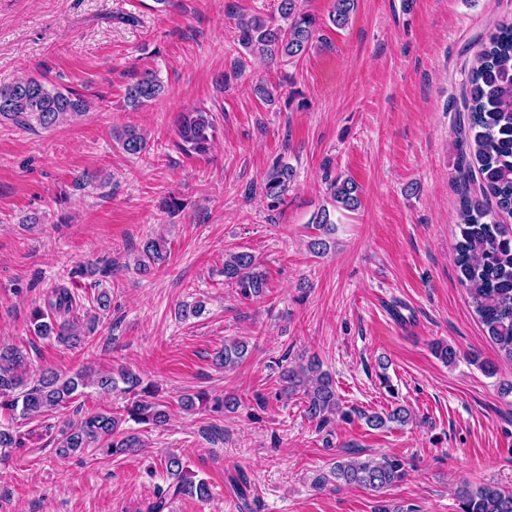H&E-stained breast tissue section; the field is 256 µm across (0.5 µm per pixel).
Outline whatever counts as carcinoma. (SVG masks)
Masks as SVG:
<instances>
[{
	"instance_id": "obj_1",
	"label": "carcinoma",
	"mask_w": 512,
	"mask_h": 512,
	"mask_svg": "<svg viewBox=\"0 0 512 512\" xmlns=\"http://www.w3.org/2000/svg\"><path fill=\"white\" fill-rule=\"evenodd\" d=\"M303 0H278L280 22L262 16L241 18L237 22L238 43L256 48L274 60L290 64L299 60L313 46L319 32L317 19L304 11ZM356 0H335L329 20L337 28L348 24ZM468 126L473 135L472 154L480 177L481 197L467 201L464 223L459 225L460 237L455 246L459 279L474 296L475 314L486 335L497 345L500 354L512 362V234L501 224L500 218L512 216V23L499 25L496 32L483 42L476 54L468 78ZM163 88L151 72H146L126 89V102L137 107L154 100ZM87 110L85 101L75 92H63L36 79L0 87V117L23 127L32 124L47 129L58 122L80 115ZM214 124L207 112L191 110L182 114L177 146L188 155L205 156L214 139ZM122 149L138 155L145 148L141 134L127 130L120 134ZM295 177L294 168L277 159L258 186L248 188V194H259L267 206L277 209ZM332 205L336 210L352 211L360 204L358 185L350 178L339 177L328 185ZM312 223L320 232L310 242V250L319 254L328 249L327 237L335 234L332 213L321 208ZM145 260L142 271L150 272L151 265L165 259V247L149 240L143 247ZM224 280L238 288V294L250 299L262 294L265 275L258 270L254 256L245 251L230 253L224 259ZM73 296L69 289L57 287L47 301L46 309L32 313L34 334L53 336L57 341L76 348L92 332L94 324L80 325L71 319ZM242 341L224 345L218 361L224 367H233L246 355ZM28 356L18 347H0V410L23 418L40 417L68 404L76 393L88 386L110 392L118 382L127 385L126 391L141 389L150 396L152 387L141 386V379L128 369H120L119 377L112 373L89 374L80 371L62 376L51 370L43 371L37 383L29 385ZM288 393H302L305 413L310 419L324 422L329 416L349 413L342 411L332 377L322 370L319 362L288 367L283 372ZM127 415L137 423L154 428L167 422L168 412L157 403L143 399L132 402ZM410 413L399 406L386 414L366 416L368 425L384 428L388 424L404 425ZM120 418L109 412H96L83 418L76 427L62 432L58 453L68 456L91 449L100 454L135 456L141 443L135 435L119 432ZM161 464L168 483L154 494L147 512H166L169 504L183 496L200 501L210 498L209 485L193 480L188 466L175 454L164 455ZM332 474L347 485L364 487L377 495L400 482L405 476V463L396 455L378 460L351 458L336 462ZM461 512H512V493L491 484L458 490Z\"/></svg>"
}]
</instances>
